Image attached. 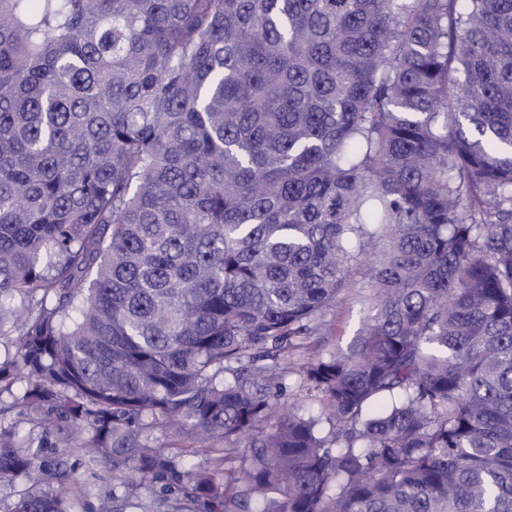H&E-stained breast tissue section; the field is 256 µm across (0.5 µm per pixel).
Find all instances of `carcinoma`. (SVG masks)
I'll return each mask as SVG.
<instances>
[{
    "label": "carcinoma",
    "instance_id": "cac0c4a2",
    "mask_svg": "<svg viewBox=\"0 0 512 512\" xmlns=\"http://www.w3.org/2000/svg\"><path fill=\"white\" fill-rule=\"evenodd\" d=\"M13 328L0 512H512V0H0ZM367 289L362 288V274L354 273L336 305L321 317L318 332L306 340L311 348L331 351L346 346L360 326L366 305ZM80 457L74 456L70 460L72 477L78 479L81 490V512H96L98 497L101 493L112 489L113 474L112 466L109 463L101 462L95 469L96 476L90 477L86 468L79 464Z\"/></svg>",
    "mask_w": 512,
    "mask_h": 512
}]
</instances>
